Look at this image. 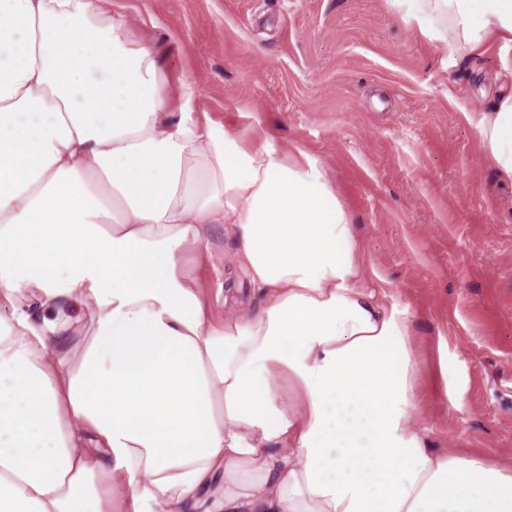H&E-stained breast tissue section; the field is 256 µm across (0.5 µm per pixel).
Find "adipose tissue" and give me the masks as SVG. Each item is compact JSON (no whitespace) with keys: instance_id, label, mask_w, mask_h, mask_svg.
Here are the masks:
<instances>
[{"instance_id":"1","label":"adipose tissue","mask_w":512,"mask_h":512,"mask_svg":"<svg viewBox=\"0 0 512 512\" xmlns=\"http://www.w3.org/2000/svg\"><path fill=\"white\" fill-rule=\"evenodd\" d=\"M392 2L446 53L512 44V0ZM164 82L99 0H0V512H512V468L419 423L319 162ZM468 119L512 183V95ZM217 227L262 298L220 326L182 268Z\"/></svg>"}]
</instances>
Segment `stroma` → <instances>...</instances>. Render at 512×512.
Wrapping results in <instances>:
<instances>
[{
  "mask_svg": "<svg viewBox=\"0 0 512 512\" xmlns=\"http://www.w3.org/2000/svg\"><path fill=\"white\" fill-rule=\"evenodd\" d=\"M101 4L156 48L167 97L196 83L198 121L264 128L286 154L325 167L370 287L414 324L433 441L512 465V187L467 118L512 92V45L445 56L390 0ZM234 249L215 232L185 257L219 326L258 304L229 264Z\"/></svg>",
  "mask_w": 512,
  "mask_h": 512,
  "instance_id": "1",
  "label": "stroma"
}]
</instances>
